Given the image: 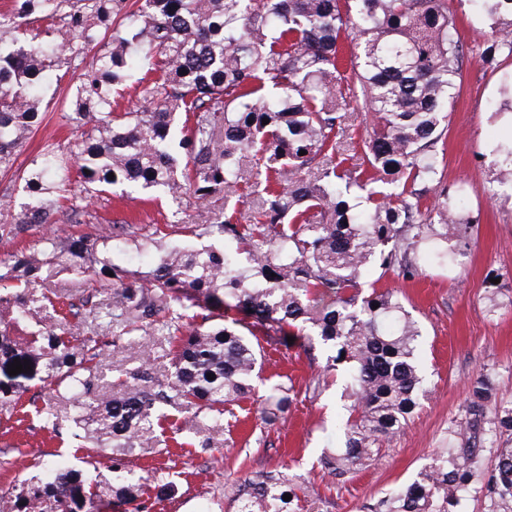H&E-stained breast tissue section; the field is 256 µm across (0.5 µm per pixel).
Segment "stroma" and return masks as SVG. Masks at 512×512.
Returning <instances> with one entry per match:
<instances>
[{
	"label": "stroma",
	"instance_id": "1",
	"mask_svg": "<svg viewBox=\"0 0 512 512\" xmlns=\"http://www.w3.org/2000/svg\"><path fill=\"white\" fill-rule=\"evenodd\" d=\"M459 35L471 49L462 68L461 86L445 138L442 186L467 185L466 212L472 220L471 247L460 269L447 273L425 269L412 280L391 274L381 287L399 290L407 308L424 331L421 350L430 390L404 430L386 443L378 460L336 484L319 464L322 449L337 447L336 422L344 411L338 372L328 375V388L315 400L303 392L315 372L301 349L278 345L265 348L264 375L290 377L298 398L271 424H262L260 404L250 398L235 408L236 422L208 425L193 434L183 416L164 423L172 444L164 456L139 452L124 463L134 475L163 468L174 494L155 504L153 512H235L226 487L236 480L274 471L294 475L301 485L303 512H364L394 486L409 482L443 447L452 421L464 413L471 381L491 372L500 399L512 400V185L494 180L493 142L507 132L492 118L499 105L503 75L512 73V58L492 68L479 58L488 27L465 0L455 6ZM85 63L76 60L48 71L44 96L50 101L43 127L21 149L16 170L29 166L41 146L74 140L77 131L66 115L80 83ZM77 206L91 211V224L73 225V232L97 234L112 224L133 229L172 222L171 212L154 201L134 195L88 201L75 196ZM500 280L497 302H490L488 280ZM168 343L160 336L136 337L104 351L106 367L141 366L145 355L163 357ZM61 461L88 456L73 438L60 439L40 428L35 417L0 425V488L40 473L50 455Z\"/></svg>",
	"mask_w": 512,
	"mask_h": 512
}]
</instances>
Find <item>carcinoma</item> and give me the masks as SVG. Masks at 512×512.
Returning <instances> with one entry per match:
<instances>
[{
  "mask_svg": "<svg viewBox=\"0 0 512 512\" xmlns=\"http://www.w3.org/2000/svg\"><path fill=\"white\" fill-rule=\"evenodd\" d=\"M118 2L21 0L49 21L50 39L38 42L18 11L0 14L10 39L0 47V170L13 168L46 117L45 72L97 43ZM470 2L490 21L483 62L511 58L512 0ZM111 39L76 88L74 144H45L18 176V196L0 198V239L57 223L74 176L86 199L131 190L177 209L192 200L205 220L182 226L179 238L169 224L134 236L137 251H159L145 274L112 261L113 230L45 232L0 261V416L13 414L37 378L71 403L69 425L95 454L112 459L104 468L46 467L1 488L0 500L9 512H151L122 457L168 452L157 435L166 406L218 420L224 405L250 397L264 365L256 327L284 347L290 336L307 354L330 352L306 387L310 399L327 372L342 369L341 446L323 449L320 463L344 483L428 393L422 326L397 291L366 280L369 269L406 279L425 267L454 271L471 240L458 207L466 187L422 208L441 183L466 55L456 14L448 0H136ZM129 80L146 108L112 111ZM354 102L375 114L359 135L346 123ZM492 153L499 179L512 182V139ZM251 193L255 222L242 224L239 205ZM46 270L65 275L64 287L39 289ZM127 336L171 344L165 380L145 365L118 369L119 390L108 396L98 385L103 347ZM16 359L30 370L8 374ZM294 400L293 385L269 384L265 420ZM37 416L62 435L51 405ZM485 444L494 449L488 473ZM471 489L486 512H512V401L497 400L487 371L471 382L447 446L366 510L460 512ZM300 490L288 473L257 475L237 486V512H301Z\"/></svg>",
  "mask_w": 512,
  "mask_h": 512,
  "instance_id": "1",
  "label": "carcinoma"
}]
</instances>
